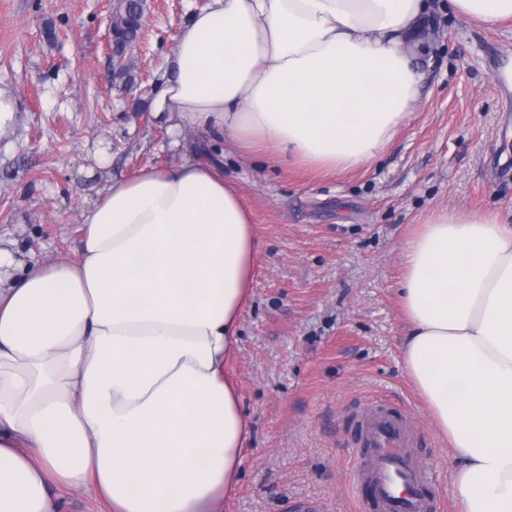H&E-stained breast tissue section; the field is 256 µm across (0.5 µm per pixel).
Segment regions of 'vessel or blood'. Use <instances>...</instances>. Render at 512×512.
Returning a JSON list of instances; mask_svg holds the SVG:
<instances>
[{
	"label": "vessel or blood",
	"instance_id": "vessel-or-blood-1",
	"mask_svg": "<svg viewBox=\"0 0 512 512\" xmlns=\"http://www.w3.org/2000/svg\"><path fill=\"white\" fill-rule=\"evenodd\" d=\"M358 432L354 467L371 490L359 512H430L426 471L410 446L405 409L375 402L363 414Z\"/></svg>",
	"mask_w": 512,
	"mask_h": 512
}]
</instances>
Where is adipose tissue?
<instances>
[{
    "label": "adipose tissue",
    "mask_w": 512,
    "mask_h": 512,
    "mask_svg": "<svg viewBox=\"0 0 512 512\" xmlns=\"http://www.w3.org/2000/svg\"><path fill=\"white\" fill-rule=\"evenodd\" d=\"M483 24L512 0H450ZM427 0H211L150 110L317 171L371 163L419 98ZM79 257L0 247V512H224L250 423L232 371L258 234L214 163L109 179ZM404 373L454 463L459 512H512V224L431 212L403 251ZM65 512H108L109 507L93 490L60 489Z\"/></svg>",
    "instance_id": "ef3b65f1"
}]
</instances>
